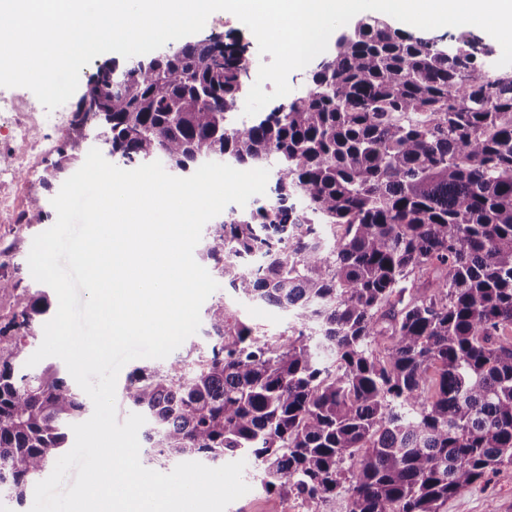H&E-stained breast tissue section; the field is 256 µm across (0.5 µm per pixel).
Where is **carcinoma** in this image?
Returning <instances> with one entry per match:
<instances>
[{"label": "carcinoma", "mask_w": 512, "mask_h": 512, "mask_svg": "<svg viewBox=\"0 0 512 512\" xmlns=\"http://www.w3.org/2000/svg\"><path fill=\"white\" fill-rule=\"evenodd\" d=\"M489 54L361 22L306 96L236 123L252 66L237 41L96 65V107L73 126L94 124L124 164L274 172L269 198L210 225L202 257L288 314V344L211 304L191 373L127 377L148 462L247 455L267 490L315 505L344 492L347 512H444L512 465V69ZM325 226L343 232L329 244ZM51 306L22 294L0 325V495L19 504L86 408L53 365L18 370Z\"/></svg>", "instance_id": "cac0c4a2"}]
</instances>
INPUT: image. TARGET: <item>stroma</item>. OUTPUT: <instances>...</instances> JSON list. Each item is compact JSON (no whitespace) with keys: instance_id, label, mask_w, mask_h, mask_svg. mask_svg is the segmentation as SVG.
<instances>
[{"instance_id":"1","label":"stroma","mask_w":512,"mask_h":512,"mask_svg":"<svg viewBox=\"0 0 512 512\" xmlns=\"http://www.w3.org/2000/svg\"><path fill=\"white\" fill-rule=\"evenodd\" d=\"M80 95L54 111L46 109L35 95L22 87H0V201L13 204L17 218L0 222V276L12 278L16 294H32L43 285L31 275L27 258L33 238L44 232L41 224L22 220L30 196L39 195L44 201L59 192L62 178L43 184L60 153L69 151L72 133L59 131L61 119L72 118ZM29 131V138H20L18 128ZM217 297L237 316L250 324L256 335L284 344L288 341L289 320L280 310L239 299L228 286H220ZM243 479L250 490L231 503L227 512H347L346 495L319 504L298 502L293 496L267 492L260 481L255 463H247ZM445 512H512V466L501 467L485 481L449 499Z\"/></svg>"}]
</instances>
